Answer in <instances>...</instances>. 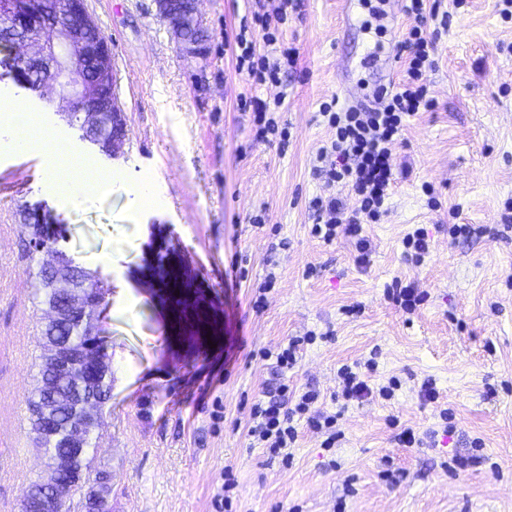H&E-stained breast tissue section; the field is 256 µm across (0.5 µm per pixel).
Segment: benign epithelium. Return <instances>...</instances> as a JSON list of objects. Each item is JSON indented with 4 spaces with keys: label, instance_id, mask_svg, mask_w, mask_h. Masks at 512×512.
I'll return each mask as SVG.
<instances>
[{
    "label": "benign epithelium",
    "instance_id": "7a95c632",
    "mask_svg": "<svg viewBox=\"0 0 512 512\" xmlns=\"http://www.w3.org/2000/svg\"><path fill=\"white\" fill-rule=\"evenodd\" d=\"M198 3L199 0H185L183 9L171 15L169 0H154L157 13L168 17L178 49L188 57L203 53L200 35L206 27ZM59 10L60 5H53L50 0H0V15L9 18L12 25L0 34L11 40L13 67L19 80H24L32 66L42 69L46 74L40 85L43 101L86 136L109 132L104 150L115 157L122 153L127 133L113 95V59L108 40L91 43L85 38L84 31L95 25L86 0H67L65 15L53 18ZM41 263L55 274L66 302L63 309H49L48 320L57 323L81 311L93 325V340L81 347L48 346L47 358L54 376L60 380L78 367L85 385L91 388L107 362L102 356L95 314L96 305L103 302V290L89 286L87 281L76 283L55 251L41 252ZM162 281L166 290L188 291L184 275L174 267L164 271ZM67 447L74 460L83 454L81 426H72ZM68 467L66 459L47 467L46 475L38 480L42 494L34 500V512H47L50 506L59 510L67 505V496L76 491L77 485L67 476Z\"/></svg>",
    "mask_w": 512,
    "mask_h": 512
}]
</instances>
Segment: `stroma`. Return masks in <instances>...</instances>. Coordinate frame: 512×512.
I'll return each mask as SVG.
<instances>
[{
  "label": "stroma",
  "instance_id": "1",
  "mask_svg": "<svg viewBox=\"0 0 512 512\" xmlns=\"http://www.w3.org/2000/svg\"><path fill=\"white\" fill-rule=\"evenodd\" d=\"M280 0H200L210 36L200 60L183 55L152 0H87L113 54L116 101L128 140L109 157L82 140L42 100L35 110L119 181L89 195L59 194L48 161L0 162V512H21L22 491L45 468L27 400L36 384L41 325L23 255V206L65 225L62 248L111 290L100 315L112 368L95 465L112 473L111 512H216L225 468L236 480L234 512H512V15L502 0H442L450 17L434 39L432 111L407 118L393 162L402 168L381 221L368 224V266L351 243L310 233L313 198L336 193L319 172L333 131L323 106L362 107L374 88L398 84L395 54L410 19L389 0L383 33L366 26L360 0H302L276 33L298 50L278 84H245L233 36ZM280 101L288 146L256 143L240 96ZM151 177L158 205L144 212L136 185ZM432 185L426 194L424 185ZM467 237L449 241L448 227ZM424 228L431 252L405 260L402 240ZM189 272L194 310L213 332L176 339L156 283L158 256ZM277 280L255 310L268 272ZM427 298L414 314L384 297L393 281ZM357 315H348L350 307ZM288 382L320 393L319 409L343 432L336 447L297 422L289 464L252 446L249 407L273 380L258 352L307 332ZM375 358L371 386L398 378L392 399L338 396L337 368ZM433 380L436 402L420 386ZM457 430L440 434L439 411ZM423 439L400 447L398 428ZM485 463L451 471L472 440Z\"/></svg>",
  "mask_w": 512,
  "mask_h": 512
}]
</instances>
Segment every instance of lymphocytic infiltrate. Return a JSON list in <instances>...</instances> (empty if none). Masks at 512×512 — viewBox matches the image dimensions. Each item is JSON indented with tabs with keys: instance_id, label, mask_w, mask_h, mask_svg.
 Instances as JSON below:
<instances>
[{
	"instance_id": "lymphocytic-infiltrate-1",
	"label": "lymphocytic infiltrate",
	"mask_w": 512,
	"mask_h": 512,
	"mask_svg": "<svg viewBox=\"0 0 512 512\" xmlns=\"http://www.w3.org/2000/svg\"><path fill=\"white\" fill-rule=\"evenodd\" d=\"M294 2L282 0L274 13L255 14L254 19L262 32L260 39H249L242 33L236 35L240 50L237 57L239 72L245 81L277 83L281 80L283 66H295L298 52L292 47L281 50L276 60L256 54L257 45H274L270 27L273 21L286 17ZM404 12L412 25L398 47L399 53L405 56V70L400 82L390 89H374L371 104L362 109L327 115L328 124L335 131L329 148L334 161L323 168L322 173L328 185L347 187L356 198V206L348 208L341 198L334 195L320 196L312 201L317 214V222L311 227L312 236L327 243L341 237L349 239L361 264L367 263L370 253V242L363 233V227L378 223L384 203L396 182L392 156L404 119L434 106L426 84V73L433 67L427 27L430 20L436 19L437 9L430 6L428 0H405ZM315 339V333L310 332L261 351L262 357L270 360L276 381L252 403L248 435L270 454H282L295 442L297 429L294 421L298 418L305 420L310 429L324 434V447H335L342 436L336 416L317 410L318 391L309 389L297 395L288 386V372L296 366L301 347ZM376 369L377 363L372 358L360 367L341 365L336 372L341 397L348 401L376 396L391 398L393 385L374 388L365 380V372Z\"/></svg>"
}]
</instances>
